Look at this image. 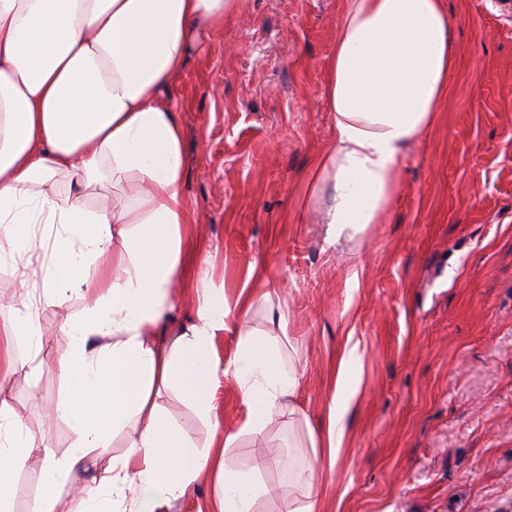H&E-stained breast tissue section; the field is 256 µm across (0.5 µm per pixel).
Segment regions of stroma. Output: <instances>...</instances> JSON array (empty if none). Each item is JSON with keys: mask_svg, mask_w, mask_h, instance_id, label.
I'll return each instance as SVG.
<instances>
[{"mask_svg": "<svg viewBox=\"0 0 512 512\" xmlns=\"http://www.w3.org/2000/svg\"><path fill=\"white\" fill-rule=\"evenodd\" d=\"M447 4L459 47L448 98L400 163L397 206L334 249L301 175L334 140L324 89L346 0H241L165 92L185 136L197 266L159 340L194 322L202 284L235 302L258 265L288 307L302 372L300 415L224 453L247 470L277 449L259 473L277 494L255 512L302 498L308 431L326 426L346 356L360 386L318 483L321 512H512V0ZM83 305L38 303L45 368L6 387L12 414L61 456L74 431L45 409L64 398L62 327ZM154 400L208 452L210 420L174 388Z\"/></svg>", "mask_w": 512, "mask_h": 512, "instance_id": "obj_1", "label": "stroma"}]
</instances>
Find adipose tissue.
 Instances as JSON below:
<instances>
[{"label":"adipose tissue","instance_id":"1","mask_svg":"<svg viewBox=\"0 0 512 512\" xmlns=\"http://www.w3.org/2000/svg\"><path fill=\"white\" fill-rule=\"evenodd\" d=\"M240 0H0V262H11L22 287L43 247L36 228L59 225L46 299L85 301L66 324L73 339L59 377L65 401L48 419L70 420L77 439L58 458L0 398V512H13L15 471L41 475L35 512H58L63 485L91 472L77 512H166L209 469L208 455L151 400L154 383L176 385L209 415L220 378L240 392L236 432H219L217 450L238 436L262 433L281 415L298 414L295 364L285 361V315L275 329L230 322L223 293L208 288L197 320L172 350L152 343L172 289L194 264L186 225L195 218L183 193V133L163 93L185 68L204 33L223 30ZM455 22L445 0H347L325 86L336 142L309 172L310 188L327 194L325 243L364 234L396 202L398 164L431 126L448 97L457 62ZM68 179L59 192L56 177ZM134 185L117 203L89 189ZM235 331L227 359L213 339ZM347 373L338 368L326 429L311 448L336 461L345 435ZM137 433L128 451L96 469L114 433ZM214 512H253L275 490L257 470L219 468Z\"/></svg>","mask_w":512,"mask_h":512}]
</instances>
